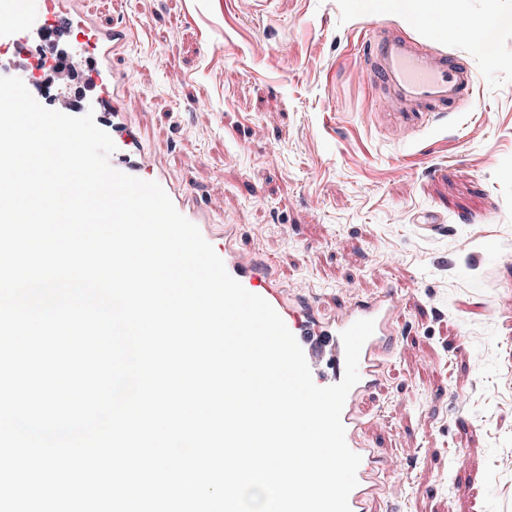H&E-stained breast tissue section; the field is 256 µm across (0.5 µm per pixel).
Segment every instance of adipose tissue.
Segmentation results:
<instances>
[{"mask_svg": "<svg viewBox=\"0 0 512 512\" xmlns=\"http://www.w3.org/2000/svg\"><path fill=\"white\" fill-rule=\"evenodd\" d=\"M362 11L384 10L391 17L408 14H423L428 20L437 22L439 35L462 41L477 53L495 55V42L501 28H512V14H488L469 22L460 13L449 12L446 0H355Z\"/></svg>", "mask_w": 512, "mask_h": 512, "instance_id": "obj_1", "label": "adipose tissue"}]
</instances>
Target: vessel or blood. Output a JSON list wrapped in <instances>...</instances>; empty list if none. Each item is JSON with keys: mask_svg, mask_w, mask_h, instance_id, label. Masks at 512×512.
<instances>
[{"mask_svg": "<svg viewBox=\"0 0 512 512\" xmlns=\"http://www.w3.org/2000/svg\"><path fill=\"white\" fill-rule=\"evenodd\" d=\"M61 28L75 33L82 62L97 88L95 122L109 133L116 146L110 165L163 187L177 211L212 244L229 274L248 292L268 301L281 316L301 346L315 384L326 387L342 380V332L357 320H374V332L361 350L360 380L350 390L341 414L346 443L361 457L358 485L349 495V506L351 512H370L372 502L382 491L381 477L388 466L360 440L365 421L357 404L381 384L384 356L399 341L395 294L387 291L353 300L332 320L322 319L311 300L288 303L273 262L240 251L235 245L233 225H225L223 234H216L209 209L175 183L164 165L152 159L140 134L128 122L122 107L127 84L124 74L113 68L112 57L131 42V28L101 24L78 10L74 0H0L1 53L26 57L30 66H37L38 55L29 47V34ZM365 48L371 80L381 90V102L389 111L427 123L474 94V74L456 52L433 48L412 35L379 31L366 39Z\"/></svg>", "mask_w": 512, "mask_h": 512, "instance_id": "vessel-or-blood-1", "label": "vessel or blood"}]
</instances>
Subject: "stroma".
<instances>
[{"label":"stroma","instance_id":"obj_1","mask_svg":"<svg viewBox=\"0 0 512 512\" xmlns=\"http://www.w3.org/2000/svg\"><path fill=\"white\" fill-rule=\"evenodd\" d=\"M76 3L134 27L127 118L215 231L323 318L395 292L405 333L361 406L389 463L372 512H512V29L489 57L417 28L477 80L426 125L381 106L361 42L394 20L349 0Z\"/></svg>","mask_w":512,"mask_h":512}]
</instances>
